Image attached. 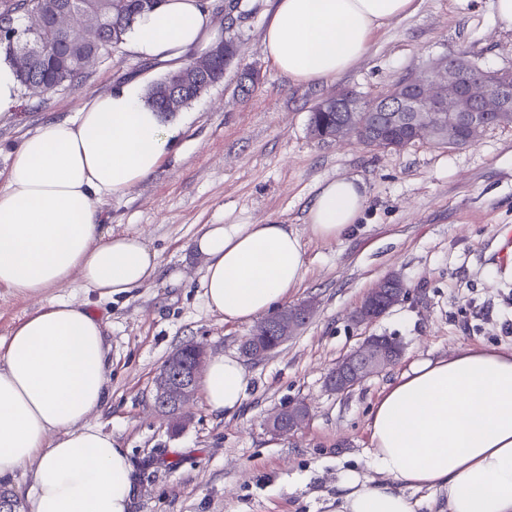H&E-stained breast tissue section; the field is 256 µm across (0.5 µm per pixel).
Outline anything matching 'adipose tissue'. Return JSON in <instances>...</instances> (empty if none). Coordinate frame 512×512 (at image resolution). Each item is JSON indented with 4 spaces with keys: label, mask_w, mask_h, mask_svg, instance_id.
<instances>
[{
    "label": "adipose tissue",
    "mask_w": 512,
    "mask_h": 512,
    "mask_svg": "<svg viewBox=\"0 0 512 512\" xmlns=\"http://www.w3.org/2000/svg\"><path fill=\"white\" fill-rule=\"evenodd\" d=\"M414 4L276 0L262 51L292 83L321 82L364 59L372 33ZM214 39L200 0H163L125 34L143 59L173 63ZM172 135L136 77L24 138L0 175V287L36 296L76 275L102 300L152 281L155 253L140 236L104 231L97 203L153 175ZM366 200L358 178L320 183L311 233L343 236ZM192 247L205 304L228 323L286 301L306 272L300 237L285 224H207ZM111 371L105 323L88 301L38 308L0 340V480L30 469L21 512H129V451L87 422L109 400ZM200 387L209 410L225 415L241 407L248 380L236 356L218 353ZM369 429L370 465L388 481L345 473L332 512H416L415 491L438 512H512V349L413 363L373 405Z\"/></svg>",
    "instance_id": "adipose-tissue-1"
}]
</instances>
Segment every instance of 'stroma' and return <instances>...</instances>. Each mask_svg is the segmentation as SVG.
I'll use <instances>...</instances> for the list:
<instances>
[{"label": "stroma", "instance_id": "obj_1", "mask_svg": "<svg viewBox=\"0 0 512 512\" xmlns=\"http://www.w3.org/2000/svg\"><path fill=\"white\" fill-rule=\"evenodd\" d=\"M272 8L273 0H239L231 17L214 15L219 39L238 47L223 80L176 113L178 132L155 173L100 204L105 230L145 237L159 263L155 280L96 305L112 358L111 396L88 423L129 450L132 512H324L343 472L378 480L369 412L410 365L468 347L512 349V261L498 254L512 233V124L487 129L471 146L404 150L320 140L308 127L312 108L337 88L376 97L442 56L512 68V31L494 22L490 0L462 8L418 0L416 12L373 33L368 56L346 73L296 85L262 52ZM248 69L260 81L245 93ZM164 74L123 46L82 86L21 90L0 115V171L46 122L74 118L90 97L133 76L154 82ZM339 176L361 179L366 205L347 234L321 240L306 215L318 184ZM207 224L289 225L307 273L288 302L311 299L317 310L285 345L244 361L249 386L236 413L213 414L197 399L189 427L175 434L153 407V378L169 354L198 341L209 354L236 356L253 328L224 323L205 305L190 244ZM391 273L405 285L402 300L375 323L353 322L355 307ZM88 298L77 281L34 299L0 288V338L35 307ZM370 334L401 341V359L347 393L330 392L329 370ZM296 401L309 404L308 423L291 435L270 432L266 418Z\"/></svg>", "mask_w": 512, "mask_h": 512}]
</instances>
